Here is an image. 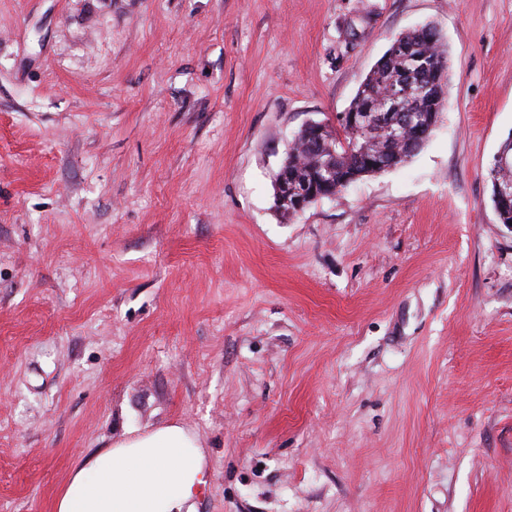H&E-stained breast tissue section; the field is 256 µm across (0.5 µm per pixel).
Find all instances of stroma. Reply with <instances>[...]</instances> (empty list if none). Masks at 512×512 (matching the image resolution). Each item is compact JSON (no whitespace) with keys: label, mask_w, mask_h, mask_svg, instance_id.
I'll return each instance as SVG.
<instances>
[{"label":"stroma","mask_w":512,"mask_h":512,"mask_svg":"<svg viewBox=\"0 0 512 512\" xmlns=\"http://www.w3.org/2000/svg\"><path fill=\"white\" fill-rule=\"evenodd\" d=\"M424 25L420 151L277 211ZM511 137L512 0H0V512L167 421L197 512H512ZM511 168V169H508ZM491 169L493 170H502L508 169L502 172L491 173L489 171V175L492 178V183L494 180H503L508 179L512 181V152L501 149L499 150L491 163ZM497 182L495 185V196L498 200L496 201L493 198L494 207L496 210V215L499 223L502 224H510L512 222V182ZM507 199V200H503Z\"/></svg>","instance_id":"stroma-1"}]
</instances>
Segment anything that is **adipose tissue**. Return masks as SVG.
<instances>
[{"mask_svg": "<svg viewBox=\"0 0 512 512\" xmlns=\"http://www.w3.org/2000/svg\"><path fill=\"white\" fill-rule=\"evenodd\" d=\"M207 477L198 434L170 421L75 464L54 512H195Z\"/></svg>", "mask_w": 512, "mask_h": 512, "instance_id": "adipose-tissue-1", "label": "adipose tissue"}]
</instances>
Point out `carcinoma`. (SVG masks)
I'll use <instances>...</instances> for the list:
<instances>
[{
	"mask_svg": "<svg viewBox=\"0 0 512 512\" xmlns=\"http://www.w3.org/2000/svg\"><path fill=\"white\" fill-rule=\"evenodd\" d=\"M406 52L388 48L371 69L358 89L349 112L359 117L365 112H378L383 118L400 108L391 99V86L406 80L410 59L425 66L423 81L428 86L425 93L413 98L410 109L418 113L425 136L412 135L413 143L396 139L383 128L367 129L356 123L340 124L341 132L333 133L325 127L322 131L301 130L292 139L281 168L297 173L299 180L316 184L317 194L326 197L338 194L358 179L370 174L367 164L390 163L396 168L412 158L428 139L447 104L448 85L446 70L448 56L437 31L423 26L395 38ZM329 164L333 177L323 183L316 181L318 167Z\"/></svg>",
	"mask_w": 512,
	"mask_h": 512,
	"instance_id": "1",
	"label": "carcinoma"
}]
</instances>
